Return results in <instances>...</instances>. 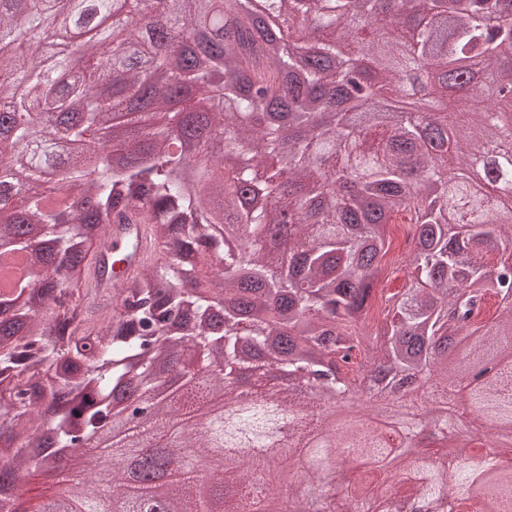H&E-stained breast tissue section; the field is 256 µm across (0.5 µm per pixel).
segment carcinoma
Returning <instances> with one entry per match:
<instances>
[{
    "label": "carcinoma",
    "mask_w": 512,
    "mask_h": 512,
    "mask_svg": "<svg viewBox=\"0 0 512 512\" xmlns=\"http://www.w3.org/2000/svg\"><path fill=\"white\" fill-rule=\"evenodd\" d=\"M84 2L0 0V109L9 113L0 165L24 172L0 182V424L21 440L38 429L47 399L61 407L55 448L34 454L0 439V479L18 490L48 457L73 450L84 470L59 474L35 512L62 492L73 512H96L102 454L87 436L120 397L151 396L157 364L181 360L191 343L207 352L181 406L157 402L132 444L107 460L109 490L128 512L145 498L181 501L183 512H289V489L249 498L274 463L246 448L283 408L312 436L299 447L309 460L299 488L323 497L322 473L341 448L325 416L338 404L360 407L373 374L429 384L410 395V411L376 394L392 432L443 433L424 448L389 447L373 420L350 429L370 445L351 449L344 512H369L377 473L411 512H446L450 495L459 512L485 496L512 503L511 475L466 445L448 452L461 430L479 445L512 429L508 383L495 375L471 389L473 410L451 422L432 412L469 365L512 359V305L478 321L491 299L512 294V206L496 193L512 190V0H275L265 27L255 15L266 0H169L173 24L159 46L151 0H123L126 56L99 22L75 25ZM492 12L502 13L494 29L483 24ZM212 14L233 16L234 28L197 49L189 38ZM155 53L151 84L129 59ZM358 70L375 75L365 98L393 99L391 120L334 103ZM49 112L74 119L45 129L39 114ZM201 114L223 148L192 167L172 132L197 133ZM115 115L126 128L122 163L61 155L58 139L93 141ZM403 214L413 233L409 287L383 298V319L370 324L389 226ZM135 215L153 225L158 261L115 281L107 234ZM33 224L39 247L25 231ZM233 364L316 382L300 396L260 393L214 427L229 464L208 494L165 448L152 465L178 472L175 485L129 483L126 461L180 412L231 400ZM180 440L209 450L190 424Z\"/></svg>",
    "instance_id": "carcinoma-1"
}]
</instances>
